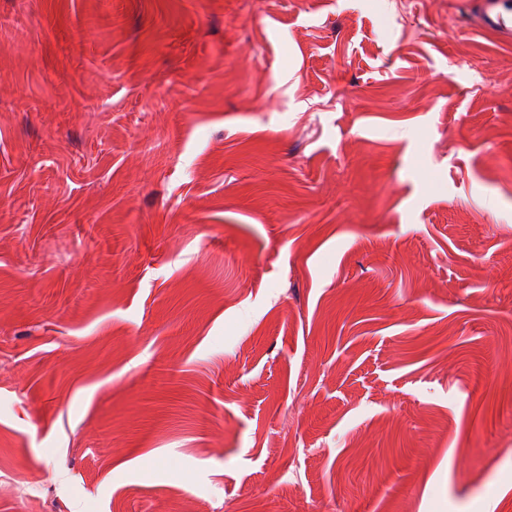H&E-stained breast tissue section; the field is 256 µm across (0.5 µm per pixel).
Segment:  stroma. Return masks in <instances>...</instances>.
<instances>
[{
  "label": "stroma",
  "instance_id": "1",
  "mask_svg": "<svg viewBox=\"0 0 512 512\" xmlns=\"http://www.w3.org/2000/svg\"><path fill=\"white\" fill-rule=\"evenodd\" d=\"M506 512L512 42L464 0H0V512Z\"/></svg>",
  "mask_w": 512,
  "mask_h": 512
}]
</instances>
